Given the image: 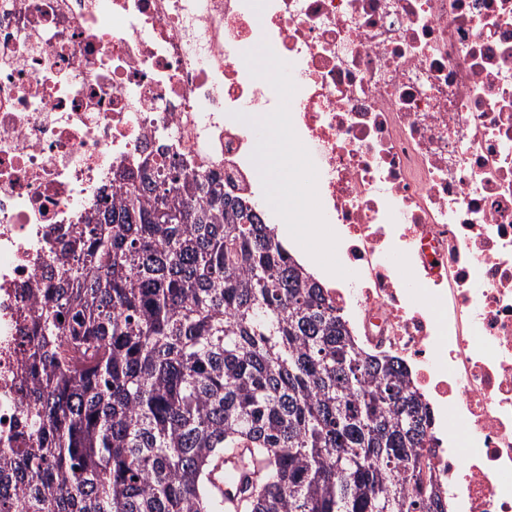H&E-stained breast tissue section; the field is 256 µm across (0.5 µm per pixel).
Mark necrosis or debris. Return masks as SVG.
Returning <instances> with one entry per match:
<instances>
[{"label": "necrosis or debris", "mask_w": 512, "mask_h": 512, "mask_svg": "<svg viewBox=\"0 0 512 512\" xmlns=\"http://www.w3.org/2000/svg\"><path fill=\"white\" fill-rule=\"evenodd\" d=\"M281 131L316 154L330 300L435 409L436 478L512 512V0H0V443L19 290L113 167L169 147L268 224L250 156Z\"/></svg>", "instance_id": "1"}]
</instances>
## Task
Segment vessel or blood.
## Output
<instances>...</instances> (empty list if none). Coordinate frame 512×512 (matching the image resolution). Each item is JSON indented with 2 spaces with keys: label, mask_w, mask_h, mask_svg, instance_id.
Segmentation results:
<instances>
[{
  "label": "vessel or blood",
  "mask_w": 512,
  "mask_h": 512,
  "mask_svg": "<svg viewBox=\"0 0 512 512\" xmlns=\"http://www.w3.org/2000/svg\"><path fill=\"white\" fill-rule=\"evenodd\" d=\"M252 454V449L246 447L234 449L210 470V493L220 501L224 512H241L257 484L260 470L251 464Z\"/></svg>",
  "instance_id": "b4317fda"
}]
</instances>
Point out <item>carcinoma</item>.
<instances>
[{
  "label": "carcinoma",
  "mask_w": 512,
  "mask_h": 512,
  "mask_svg": "<svg viewBox=\"0 0 512 512\" xmlns=\"http://www.w3.org/2000/svg\"><path fill=\"white\" fill-rule=\"evenodd\" d=\"M112 182L19 309L0 512H222L206 475L244 443L249 512H448L421 486L432 416L407 366L354 350L275 225L182 157Z\"/></svg>",
  "instance_id": "cac0c4a2"
}]
</instances>
